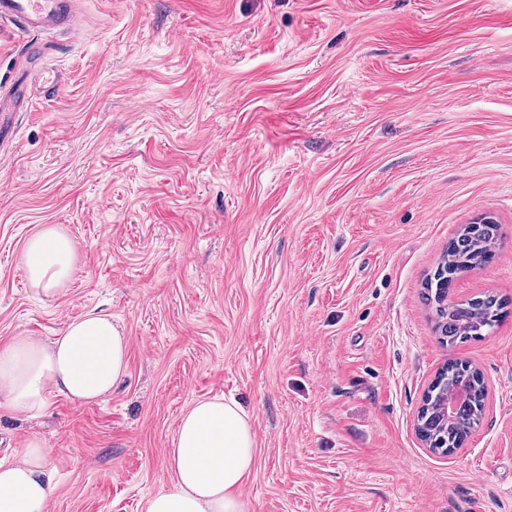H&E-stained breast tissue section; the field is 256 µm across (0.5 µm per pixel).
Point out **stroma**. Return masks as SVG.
<instances>
[{
  "label": "stroma",
  "instance_id": "35a3bbf8",
  "mask_svg": "<svg viewBox=\"0 0 512 512\" xmlns=\"http://www.w3.org/2000/svg\"><path fill=\"white\" fill-rule=\"evenodd\" d=\"M80 34L0 27V81L50 94L0 154V344L101 310L128 339L104 401L0 412V461L51 448L48 512H143L200 399L256 440L246 512H512V0H81ZM500 226L456 277L505 314L445 347L422 298L461 227ZM74 241L52 300L20 264ZM471 363L479 424L417 431L438 370ZM77 253L71 239L57 226H48L27 241L20 263L30 285L46 298L55 297L70 279Z\"/></svg>",
  "mask_w": 512,
  "mask_h": 512
}]
</instances>
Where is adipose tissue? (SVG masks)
<instances>
[{
    "label": "adipose tissue",
    "mask_w": 512,
    "mask_h": 512,
    "mask_svg": "<svg viewBox=\"0 0 512 512\" xmlns=\"http://www.w3.org/2000/svg\"><path fill=\"white\" fill-rule=\"evenodd\" d=\"M76 258L71 239L48 226L29 238L20 263L30 285L52 298L69 281ZM127 349L120 326L104 312L70 321L48 343L13 337L0 345V410L34 417L56 394L78 404L101 401L125 377ZM49 456L33 438L19 459L0 463V512H47L54 490ZM254 457V432L237 402L197 401L170 440L171 486L147 499L144 512H244L239 491Z\"/></svg>",
    "instance_id": "1"
}]
</instances>
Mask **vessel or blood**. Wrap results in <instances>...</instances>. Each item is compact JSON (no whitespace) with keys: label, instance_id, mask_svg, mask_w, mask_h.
Masks as SVG:
<instances>
[{"label":"vessel or blood","instance_id":"vessel-or-blood-1","mask_svg":"<svg viewBox=\"0 0 512 512\" xmlns=\"http://www.w3.org/2000/svg\"><path fill=\"white\" fill-rule=\"evenodd\" d=\"M77 6V0H0V22L27 33L68 29L75 24ZM47 95L46 87L26 81L0 91V140L12 136L19 112Z\"/></svg>","mask_w":512,"mask_h":512}]
</instances>
